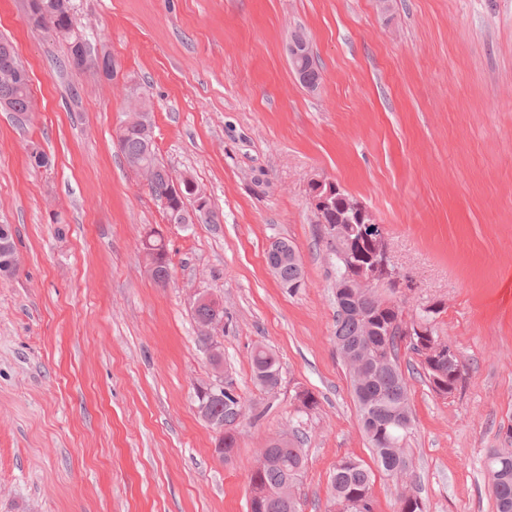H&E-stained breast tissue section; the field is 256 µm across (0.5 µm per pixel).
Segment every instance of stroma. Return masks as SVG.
Listing matches in <instances>:
<instances>
[{
    "label": "stroma",
    "mask_w": 512,
    "mask_h": 512,
    "mask_svg": "<svg viewBox=\"0 0 512 512\" xmlns=\"http://www.w3.org/2000/svg\"><path fill=\"white\" fill-rule=\"evenodd\" d=\"M76 31L116 77L65 67L67 44L0 0V37L31 77L32 119L0 109V224L21 259L0 275V512H247L261 448L304 439L302 512H334L330 479L372 465L336 352L335 271L308 204L335 180L373 212L434 325L466 365L452 397L408 377L406 448L427 512H496L486 456L512 448V0H72ZM304 32L316 91L285 51ZM158 159L222 218L169 236L154 282L140 241L166 216L114 139L132 92ZM48 157L32 166L31 147ZM305 286L282 288L271 240ZM224 303L217 342L246 417L229 459L196 412L213 366L188 298ZM280 384L253 380L255 346ZM318 399L309 415L296 394ZM279 243L294 251H288L287 249L280 246ZM295 251L296 249L292 242L285 238L272 240L268 246L266 259L267 265L275 278L278 271V266L280 264L288 263V265L282 266L279 270L278 278L281 285H286L288 282L293 281L305 282L302 261L299 256L297 259ZM288 257H293L294 259H297V261L288 260Z\"/></svg>",
    "instance_id": "stroma-1"
}]
</instances>
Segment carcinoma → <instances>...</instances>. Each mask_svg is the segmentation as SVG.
<instances>
[{
	"label": "carcinoma",
	"instance_id": "cac0c4a2",
	"mask_svg": "<svg viewBox=\"0 0 512 512\" xmlns=\"http://www.w3.org/2000/svg\"><path fill=\"white\" fill-rule=\"evenodd\" d=\"M60 26L66 30L63 39L71 44L76 35L72 9L58 14ZM25 66L15 51L0 52V107L19 114L31 108V87L4 81V71L23 70ZM126 164L138 162L153 168V180L148 191L155 199L165 192L171 171L157 159L156 147H147L145 139L135 129L128 131L122 150ZM304 280L302 261H288L279 270L280 284ZM380 296L373 294L361 302L366 315L355 317L336 313V350L339 354L353 353L364 364L360 376H350L358 408L359 422L372 450L374 460L388 475L397 479L411 476L413 462L404 442L412 428L410 385L400 365V354L417 358L419 375L430 390L442 396L437 379L448 383V362L431 365L418 343L400 336L387 335L388 329L404 317V307L394 312L380 313ZM253 377L261 383L264 371L279 370L273 353L259 351L252 355ZM212 414L227 419L244 416L239 395L224 404L212 407ZM294 435L274 439L262 453L269 463L251 477L249 512H299L298 485L306 470L307 458ZM486 468L491 480L496 512H512V448L492 449L487 455ZM331 491L336 512H373L371 475L365 464L357 459L343 458L331 476ZM399 512H427L425 502L405 485L398 493Z\"/></svg>",
	"mask_w": 512,
	"mask_h": 512
}]
</instances>
